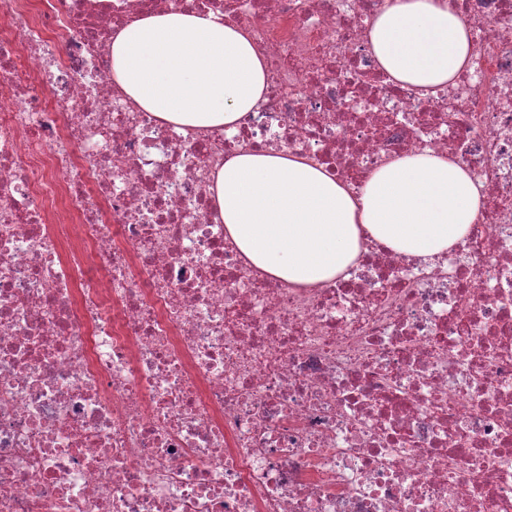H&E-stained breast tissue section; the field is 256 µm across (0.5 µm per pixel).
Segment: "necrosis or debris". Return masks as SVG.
<instances>
[{
  "label": "necrosis or debris",
  "mask_w": 512,
  "mask_h": 512,
  "mask_svg": "<svg viewBox=\"0 0 512 512\" xmlns=\"http://www.w3.org/2000/svg\"><path fill=\"white\" fill-rule=\"evenodd\" d=\"M388 0H0V512H512V0H448L476 51L393 83ZM245 29L265 93L178 127L115 81L148 13ZM287 149L353 189L431 150L486 195L422 260L367 242L296 287L226 237L214 176Z\"/></svg>",
  "instance_id": "1"
}]
</instances>
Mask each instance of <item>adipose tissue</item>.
<instances>
[{
    "instance_id": "obj_1",
    "label": "adipose tissue",
    "mask_w": 512,
    "mask_h": 512,
    "mask_svg": "<svg viewBox=\"0 0 512 512\" xmlns=\"http://www.w3.org/2000/svg\"><path fill=\"white\" fill-rule=\"evenodd\" d=\"M369 38L391 79L426 94L446 87L474 54L469 28L448 0H394ZM110 52L114 78L137 107L191 129L235 124L267 84L246 32L210 15L135 19ZM214 197L229 238L250 264L302 286L344 274L367 236L425 260L448 252L485 206L465 166L432 151L387 161L356 194L302 156L245 150L217 172Z\"/></svg>"
}]
</instances>
